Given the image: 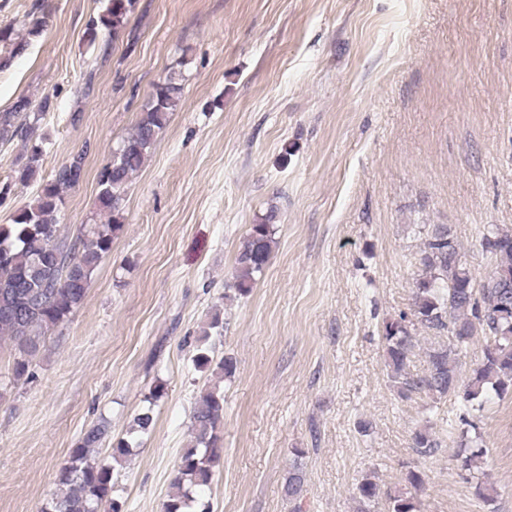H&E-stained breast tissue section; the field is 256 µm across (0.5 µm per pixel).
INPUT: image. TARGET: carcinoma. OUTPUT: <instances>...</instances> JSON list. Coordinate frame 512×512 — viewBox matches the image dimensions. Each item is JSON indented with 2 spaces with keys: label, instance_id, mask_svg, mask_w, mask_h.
I'll list each match as a JSON object with an SVG mask.
<instances>
[{
  "label": "carcinoma",
  "instance_id": "carcinoma-1",
  "mask_svg": "<svg viewBox=\"0 0 512 512\" xmlns=\"http://www.w3.org/2000/svg\"><path fill=\"white\" fill-rule=\"evenodd\" d=\"M111 0L106 12L87 28L89 42L97 40L98 30L117 32L124 26L127 3ZM9 28H0V43H13L12 54L0 58V70L10 66L13 56L23 52L27 43L14 41ZM183 93L181 76L173 73L155 85L140 117L112 159L97 174L98 215L101 221L80 225L74 238L60 234L59 214L68 192L82 182L87 151L82 150L62 164L33 200L10 219L0 224V342L11 346L13 375H30V366L44 346L46 336L64 323L84 303L95 269L111 252L114 237L122 230V210L127 190L166 128L170 114L180 104ZM50 108L49 98L39 103L22 96L6 111L0 112V141L27 137ZM44 146L34 144L24 164L16 171L15 181L26 183L38 173ZM272 224L252 225L236 257L235 290L246 293L264 273L273 249ZM482 246L490 255L491 269L485 279L475 282L464 252L450 228L437 224L426 232L421 248V274L416 279L411 313L402 312L384 324L386 363L389 375L402 399L424 393L433 400L449 395L461 398L466 412L459 422L474 430V436L461 440L457 458L462 469L481 468L484 449L477 424L469 412L482 411L495 397L512 392V230L489 225ZM424 328L448 333V344H438L426 352L423 374L409 371V356L416 337L408 329V316ZM224 332L221 310H216L202 331V340ZM481 335L482 359L466 384H461L458 356L475 335ZM212 350L200 348L193 363L199 370H211L228 379L234 376L236 362L225 356H211ZM164 394L156 385L146 397L148 405L132 420L127 437L112 444L113 463H104L97 454L109 436L107 422L87 430L70 449L58 474V491L41 512H95L103 505L109 512H121L117 491L120 471L115 465L134 455L143 437L154 426V403ZM224 426V391L207 385L196 395L189 429V441L171 481V492L164 512H211L210 505L193 496V490L211 483L214 469L224 453L221 429ZM412 448L420 457L440 448V442L425 426L414 432ZM288 468L283 486L288 501L297 503L304 494L306 474L301 458ZM380 485L367 475L355 493L356 512H376ZM388 512H420V501L404 492L387 495Z\"/></svg>",
  "mask_w": 512,
  "mask_h": 512
}]
</instances>
